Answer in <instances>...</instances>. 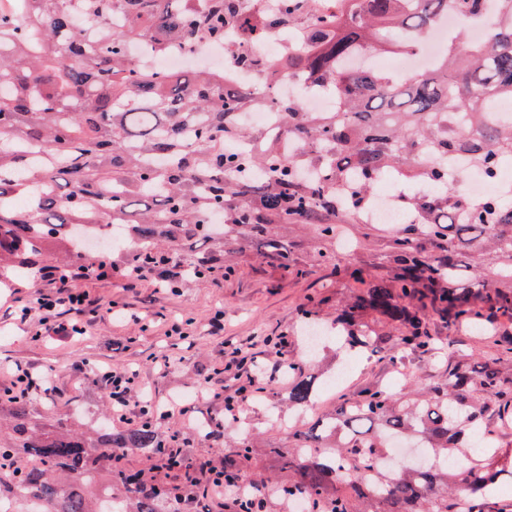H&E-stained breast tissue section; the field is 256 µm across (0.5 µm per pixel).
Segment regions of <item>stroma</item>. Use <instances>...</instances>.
<instances>
[{
  "label": "stroma",
  "instance_id": "obj_1",
  "mask_svg": "<svg viewBox=\"0 0 512 512\" xmlns=\"http://www.w3.org/2000/svg\"><path fill=\"white\" fill-rule=\"evenodd\" d=\"M83 288L102 305L100 311L88 315L85 334L61 341L53 336L39 338L35 335L37 321L20 324L0 318V370L22 366L49 370L55 377L57 394L53 399L32 396V421L46 426L71 424L94 436L105 427L120 430V423L111 418L108 389L79 367L84 362L103 367L128 365L137 370L142 386L157 403L164 405L176 398L189 408L185 414L171 410L167 418L159 420L161 434L181 433L189 457L220 464L229 452V443L238 438L240 429H247L260 445L252 449L245 469L264 482L288 480L287 471L267 448H288L291 426L315 423L367 387L399 393L408 378L413 387L423 389L447 379L449 368L455 365L498 359L495 346L479 344L477 337L465 330L453 334L451 344L440 345L434 354H408L398 362L370 351L346 358L331 337L305 374L318 383L346 361L351 370L344 386L302 407L286 399L288 378L268 381L267 393L242 407L240 428L225 429L224 440L218 443L205 437L201 426L224 414V398L217 390L224 384L225 343H253L252 354L264 365L271 358L264 338L284 334L288 345L281 350L283 361L299 360L305 355L300 309L307 296L319 298V319L327 323L335 318L337 304L348 293L344 284L324 285L318 269L305 279L285 280L275 267L250 260L231 276L219 272L193 281L175 294L160 293L152 279L128 285L125 277L117 274L84 282ZM109 303L128 307L139 316V323L109 317L104 310ZM218 310L224 313V330L215 334L210 319ZM176 322L187 324V339L170 335Z\"/></svg>",
  "mask_w": 512,
  "mask_h": 512
}]
</instances>
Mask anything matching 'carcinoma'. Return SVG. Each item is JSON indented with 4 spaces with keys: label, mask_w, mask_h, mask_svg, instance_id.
I'll return each mask as SVG.
<instances>
[{
    "label": "carcinoma",
    "mask_w": 512,
    "mask_h": 512,
    "mask_svg": "<svg viewBox=\"0 0 512 512\" xmlns=\"http://www.w3.org/2000/svg\"><path fill=\"white\" fill-rule=\"evenodd\" d=\"M336 5L313 16L306 0H276L268 19L242 17L237 0H24L19 12H0V267L22 275L39 265H107L130 274L173 257L190 280L230 273L249 255L298 278L307 274L300 243L286 234L296 224L325 279L353 288L326 335L351 349L424 355L438 343L432 322L496 340L498 321H512V285H504L512 203L497 193L471 201L448 167L409 163L457 156L493 180L512 158V120L496 117L500 98L512 97V0ZM450 10L460 24L416 79L348 67L357 53L420 48ZM300 21L310 42L288 56V75L332 91L338 108L281 103L299 143L293 155L239 123V112L264 103L261 93L201 68L180 78L128 55L141 41L161 56L171 42H220L229 27L258 39ZM480 21L486 39L474 43L468 29ZM388 173L432 192L404 202L405 224L359 221L372 184ZM464 249L495 268L477 274ZM370 314L394 332L372 329ZM288 373V401H314L300 364L288 362ZM10 418L0 459L22 450L28 463L6 471L0 500L25 491L43 512H125L121 501L91 499L98 470L124 486L129 453L159 448L153 423L100 434L95 455L62 425L41 431L27 400L10 405ZM491 418L512 423V376L489 362L458 366L424 392L366 388L327 424L293 429L290 451L270 449L293 473L277 492L311 512H354L364 500L384 512H460L462 498L468 512H498L487 489L500 471L484 459ZM481 432L486 446L451 483L450 469L428 460L390 479L378 466L392 437L415 434L436 455Z\"/></svg>",
    "instance_id": "obj_1"
}]
</instances>
